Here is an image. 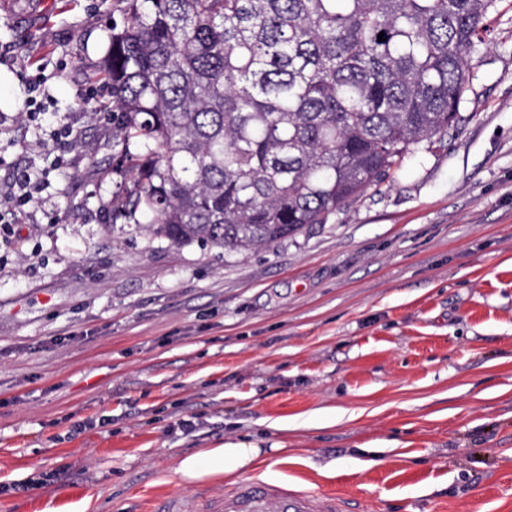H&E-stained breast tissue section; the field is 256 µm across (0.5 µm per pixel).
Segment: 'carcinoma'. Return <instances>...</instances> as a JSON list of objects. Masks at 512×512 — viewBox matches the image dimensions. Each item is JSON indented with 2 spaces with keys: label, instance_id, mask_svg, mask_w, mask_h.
<instances>
[{
  "label": "carcinoma",
  "instance_id": "1",
  "mask_svg": "<svg viewBox=\"0 0 512 512\" xmlns=\"http://www.w3.org/2000/svg\"><path fill=\"white\" fill-rule=\"evenodd\" d=\"M496 2L112 0V223L240 256L328 223L457 125Z\"/></svg>",
  "mask_w": 512,
  "mask_h": 512
}]
</instances>
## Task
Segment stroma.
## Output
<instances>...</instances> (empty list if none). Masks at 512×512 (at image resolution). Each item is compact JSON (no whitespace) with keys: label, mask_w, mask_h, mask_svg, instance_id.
Instances as JSON below:
<instances>
[{"label":"stroma","mask_w":512,"mask_h":512,"mask_svg":"<svg viewBox=\"0 0 512 512\" xmlns=\"http://www.w3.org/2000/svg\"><path fill=\"white\" fill-rule=\"evenodd\" d=\"M112 0H0V182L79 136L0 239V512H206L240 483L349 512H512V0L461 120L328 223L254 256L113 225L95 112ZM278 464L185 483L224 443Z\"/></svg>","instance_id":"stroma-1"}]
</instances>
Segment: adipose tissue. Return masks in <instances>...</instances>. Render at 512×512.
Masks as SVG:
<instances>
[{
	"label": "adipose tissue",
	"instance_id": "ef3b65f1",
	"mask_svg": "<svg viewBox=\"0 0 512 512\" xmlns=\"http://www.w3.org/2000/svg\"><path fill=\"white\" fill-rule=\"evenodd\" d=\"M259 453L256 447L227 443L185 457L180 462L178 472L188 481L222 474L233 476L250 465Z\"/></svg>",
	"mask_w": 512,
	"mask_h": 512
}]
</instances>
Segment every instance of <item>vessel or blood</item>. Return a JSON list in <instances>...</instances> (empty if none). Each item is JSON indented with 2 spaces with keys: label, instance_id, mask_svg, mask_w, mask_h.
<instances>
[{
  "label": "vessel or blood",
  "instance_id": "vessel-or-blood-1",
  "mask_svg": "<svg viewBox=\"0 0 512 512\" xmlns=\"http://www.w3.org/2000/svg\"><path fill=\"white\" fill-rule=\"evenodd\" d=\"M213 512H346L335 494L319 495L279 486L247 483L226 495Z\"/></svg>",
  "mask_w": 512,
  "mask_h": 512
}]
</instances>
